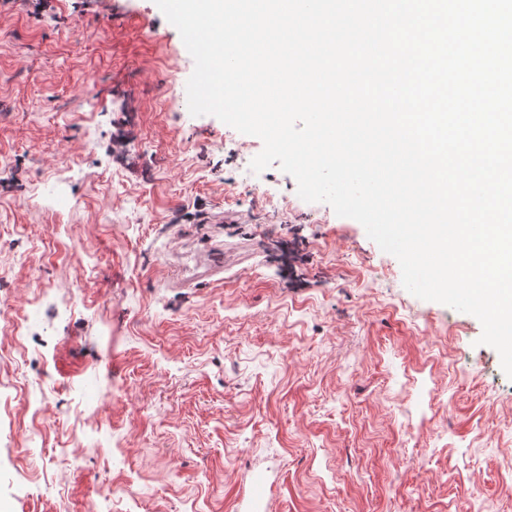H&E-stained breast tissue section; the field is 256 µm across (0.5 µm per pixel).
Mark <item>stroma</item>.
Instances as JSON below:
<instances>
[{
  "instance_id": "obj_1",
  "label": "stroma",
  "mask_w": 512,
  "mask_h": 512,
  "mask_svg": "<svg viewBox=\"0 0 512 512\" xmlns=\"http://www.w3.org/2000/svg\"><path fill=\"white\" fill-rule=\"evenodd\" d=\"M193 70L154 0H0V512H512L480 321Z\"/></svg>"
}]
</instances>
